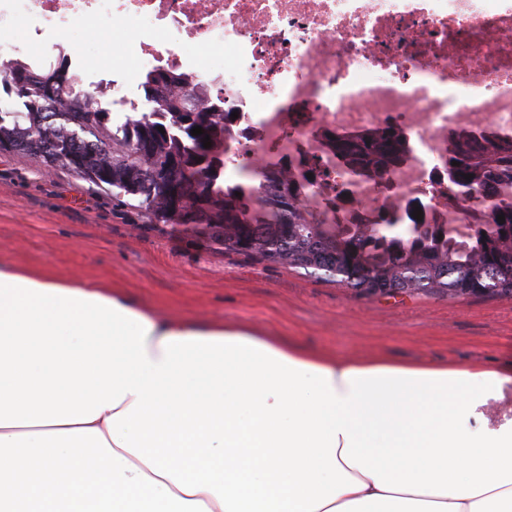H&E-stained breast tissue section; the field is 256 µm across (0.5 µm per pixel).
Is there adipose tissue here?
<instances>
[{
  "mask_svg": "<svg viewBox=\"0 0 512 512\" xmlns=\"http://www.w3.org/2000/svg\"><path fill=\"white\" fill-rule=\"evenodd\" d=\"M0 512H512V372L348 360L0 262Z\"/></svg>",
  "mask_w": 512,
  "mask_h": 512,
  "instance_id": "1",
  "label": "adipose tissue"
}]
</instances>
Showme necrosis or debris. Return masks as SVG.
Segmentation results:
<instances>
[{
  "instance_id": "4bbe7bcc",
  "label": "necrosis or debris",
  "mask_w": 512,
  "mask_h": 512,
  "mask_svg": "<svg viewBox=\"0 0 512 512\" xmlns=\"http://www.w3.org/2000/svg\"><path fill=\"white\" fill-rule=\"evenodd\" d=\"M131 26L137 75L191 73L224 98L236 132L224 179L311 177L329 218L410 224L414 209L463 228L448 187V141L512 136V0H0V48ZM404 134L383 180L351 172L333 136Z\"/></svg>"
}]
</instances>
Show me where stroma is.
Listing matches in <instances>:
<instances>
[{
    "mask_svg": "<svg viewBox=\"0 0 512 512\" xmlns=\"http://www.w3.org/2000/svg\"><path fill=\"white\" fill-rule=\"evenodd\" d=\"M0 261L100 280L141 305L233 321L344 358L512 368V298L359 297L152 223L123 198L0 152Z\"/></svg>",
    "mask_w": 512,
    "mask_h": 512,
    "instance_id": "stroma-1",
    "label": "stroma"
}]
</instances>
